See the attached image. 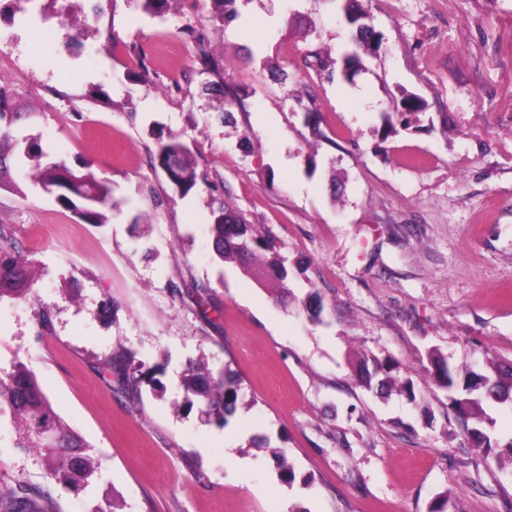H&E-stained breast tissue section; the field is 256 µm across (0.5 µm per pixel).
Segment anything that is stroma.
Masks as SVG:
<instances>
[{
	"label": "stroma",
	"mask_w": 512,
	"mask_h": 512,
	"mask_svg": "<svg viewBox=\"0 0 512 512\" xmlns=\"http://www.w3.org/2000/svg\"><path fill=\"white\" fill-rule=\"evenodd\" d=\"M234 7L237 20L210 32L225 85L245 97L223 124V98L202 94L182 33L208 26L210 0H173L161 19L136 0L97 12L90 0H29L23 14L0 0V66L19 80L20 115L19 188L0 190V222L35 275L34 298L0 301V375L23 363L95 467L81 490L57 483L15 447L5 415L0 486L50 488L61 512H431L443 498L447 512H512V461L472 442L427 373L433 349L459 368L512 362V0H361L381 46L350 81L306 60L349 46L339 0ZM160 38L178 54L128 83L129 46ZM405 91L424 108L383 136ZM172 137L209 175L184 196L151 165L156 141ZM28 147L107 179L118 208L82 223L23 179ZM219 200L287 259L288 299L217 259ZM139 214L151 220L141 240ZM119 346L150 377L136 406L103 367ZM367 358L392 363L416 400L366 390ZM191 360L236 378L225 425L183 405ZM282 448L294 479L277 464Z\"/></svg>",
	"instance_id": "1"
}]
</instances>
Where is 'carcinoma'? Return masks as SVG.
Segmentation results:
<instances>
[{"instance_id":"cac0c4a2","label":"carcinoma","mask_w":512,"mask_h":512,"mask_svg":"<svg viewBox=\"0 0 512 512\" xmlns=\"http://www.w3.org/2000/svg\"><path fill=\"white\" fill-rule=\"evenodd\" d=\"M235 0H212L213 24L224 26V14L232 11ZM182 33L194 42L202 65L201 73L211 77L204 83V91L224 92V64L215 58L210 37L206 29L185 26ZM354 48L342 54L343 74H348L352 63L360 55H372L380 46L373 40L372 32L360 29L353 39ZM12 141L11 122L7 113L0 111V189L13 183L8 177L7 160L10 154L3 152ZM153 166L161 170L172 188L185 196L194 187L207 184V174L199 169L190 149L176 139L160 140L153 152ZM26 178L46 191L57 193V200L75 210L86 224H101L104 212L112 211L116 202L112 187L104 178L90 171L72 169L62 162L32 166ZM217 257L225 261L237 259L241 262H266L275 282L277 295L291 293L288 284L286 260L275 254L265 261L261 251L269 244L253 233L252 226L237 212L219 203L211 211L208 224ZM34 281L29 275L23 248L12 228L0 225V300L5 297L24 299L33 291ZM434 373V384L447 391L457 413L464 422L472 423L468 429L478 447L486 453L494 451L503 442L485 432L494 428L495 422L488 413L492 404L512 403V372L500 366L497 373L488 375L473 370L459 372L435 349L428 353ZM113 388L129 401L136 402L146 374L132 364L127 352L119 348L107 362ZM391 365L376 361L373 370L365 372L361 384L371 390L385 388L388 384H399V391L410 400H416L413 383L409 380L396 382L389 376ZM180 386L186 403L199 404L201 412L214 423H226V415L232 413L237 398L235 381L226 376L224 369L214 372L206 367L190 365L181 376ZM9 413L16 424L18 438L15 447L33 450L45 457L53 466V476L62 485L77 486L86 482L93 474L92 460L87 454L88 445L82 437L71 430L55 412L48 397L43 393L34 374L24 366L14 372L0 376V415ZM512 452V439L505 442ZM0 512H60L57 500L51 491L31 489L23 485L0 489Z\"/></svg>"}]
</instances>
